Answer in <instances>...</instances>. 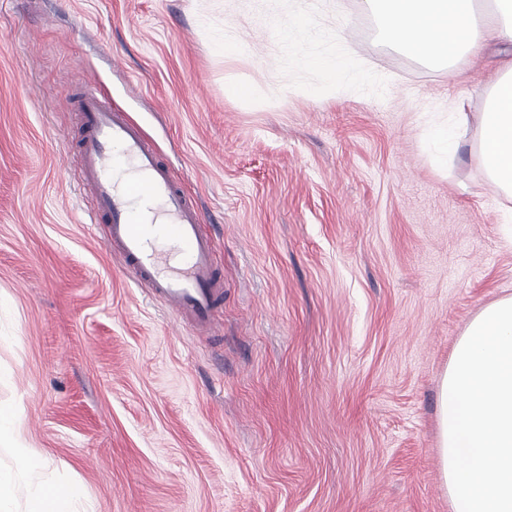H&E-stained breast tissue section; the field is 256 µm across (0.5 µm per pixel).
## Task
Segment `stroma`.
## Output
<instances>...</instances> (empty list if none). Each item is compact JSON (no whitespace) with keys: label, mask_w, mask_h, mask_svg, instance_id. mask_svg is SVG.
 I'll use <instances>...</instances> for the list:
<instances>
[{"label":"stroma","mask_w":512,"mask_h":512,"mask_svg":"<svg viewBox=\"0 0 512 512\" xmlns=\"http://www.w3.org/2000/svg\"><path fill=\"white\" fill-rule=\"evenodd\" d=\"M305 27L288 42L268 16ZM344 41L350 79L315 64ZM446 70L364 0H0V405L16 484L89 512H453L440 382L512 295V203L431 129L483 111L503 56ZM95 80L197 192L222 248L199 336L91 225L71 96Z\"/></svg>","instance_id":"35a3bbf8"}]
</instances>
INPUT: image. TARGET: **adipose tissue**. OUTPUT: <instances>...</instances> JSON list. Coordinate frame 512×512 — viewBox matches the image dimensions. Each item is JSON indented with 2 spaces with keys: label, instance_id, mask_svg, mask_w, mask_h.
I'll use <instances>...</instances> for the list:
<instances>
[{
  "label": "adipose tissue",
  "instance_id": "adipose-tissue-1",
  "mask_svg": "<svg viewBox=\"0 0 512 512\" xmlns=\"http://www.w3.org/2000/svg\"><path fill=\"white\" fill-rule=\"evenodd\" d=\"M376 12L383 34L398 47L429 63L452 65L471 55L485 31L512 45V0H490L478 12L475 0H365ZM469 118L457 113L452 123L437 126L431 140L441 158L467 145ZM470 146V145H467ZM489 181L512 199V56L493 82L487 104L478 116V139L470 146ZM28 468L25 458L0 470V512H80V494L71 485L36 483L24 504H17L14 482Z\"/></svg>",
  "mask_w": 512,
  "mask_h": 512
}]
</instances>
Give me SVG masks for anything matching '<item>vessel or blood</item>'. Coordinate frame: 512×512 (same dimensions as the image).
I'll list each match as a JSON object with an SVG mask.
<instances>
[{
	"label": "vessel or blood",
	"instance_id": "1",
	"mask_svg": "<svg viewBox=\"0 0 512 512\" xmlns=\"http://www.w3.org/2000/svg\"><path fill=\"white\" fill-rule=\"evenodd\" d=\"M74 108L81 128L75 167L96 223L107 228V250L192 331L212 335L224 279L197 198L96 86L77 94Z\"/></svg>",
	"mask_w": 512,
	"mask_h": 512
}]
</instances>
